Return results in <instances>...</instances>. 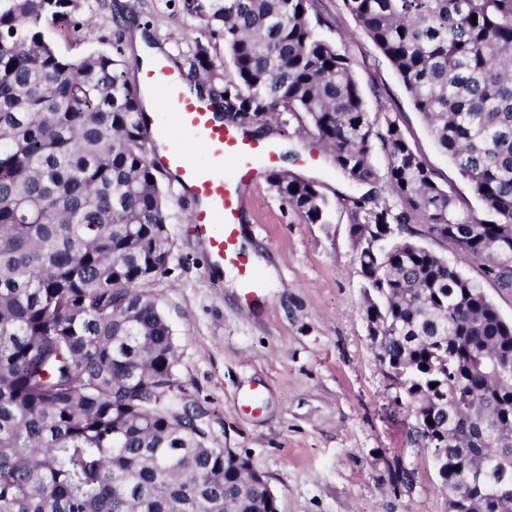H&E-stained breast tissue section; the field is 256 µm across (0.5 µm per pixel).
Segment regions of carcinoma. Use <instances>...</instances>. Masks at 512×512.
<instances>
[{"label":"carcinoma","instance_id":"cac0c4a2","mask_svg":"<svg viewBox=\"0 0 512 512\" xmlns=\"http://www.w3.org/2000/svg\"><path fill=\"white\" fill-rule=\"evenodd\" d=\"M313 0H180L200 20L194 85L245 128L283 115L330 153L365 280L376 357L430 450L448 512H512V321L482 284L418 241L483 262L512 292V0H344L484 206L439 181L388 112L370 117ZM303 14H298V9ZM78 0H0V512H277L248 458L209 446L179 393V346L151 290L172 257L166 192L120 49ZM384 165H378V160ZM308 224L336 202L293 170L268 175ZM298 187L293 192L292 186Z\"/></svg>","mask_w":512,"mask_h":512}]
</instances>
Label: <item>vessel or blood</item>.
<instances>
[{
	"mask_svg": "<svg viewBox=\"0 0 512 512\" xmlns=\"http://www.w3.org/2000/svg\"><path fill=\"white\" fill-rule=\"evenodd\" d=\"M142 88L148 93L160 88L166 94V115L144 116L151 156L192 200L193 233L206 253L209 272L219 276L224 267L234 268L243 302L255 301L264 283L242 240V192L276 168L277 145L225 124L212 98L189 91L183 72L166 60H157L143 71ZM178 134L200 144L206 151L204 159L176 144Z\"/></svg>",
	"mask_w": 512,
	"mask_h": 512,
	"instance_id": "1",
	"label": "vessel or blood"
}]
</instances>
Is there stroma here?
<instances>
[{
    "mask_svg": "<svg viewBox=\"0 0 512 512\" xmlns=\"http://www.w3.org/2000/svg\"><path fill=\"white\" fill-rule=\"evenodd\" d=\"M131 9L121 46L130 82H138L132 36L165 45L168 60L188 70L197 43L207 37L200 21L183 15L179 0H123ZM80 18L91 19L98 38H56L58 50L78 56L112 50L109 0H81ZM319 35L346 55L367 89V110H387L428 165L451 183L474 213L483 205L446 153L389 62L346 10L343 0H315ZM274 141L296 150L281 166L321 182L328 193L347 187L314 139L297 138L294 123H279ZM174 241L167 271L153 286L177 338L180 392L206 413L216 448H234L263 473L279 512H445L446 499L427 449L408 445L404 416L368 336L362 306L364 278L358 253L337 207L332 224H309L275 194L268 182L245 192V247L270 271L253 304L205 268L202 247L189 230L191 207L165 183ZM464 275L482 282L501 316L512 320V292L484 280L479 262L446 242L422 237ZM259 390L264 409L254 416L239 407Z\"/></svg>",
    "mask_w": 512,
    "mask_h": 512,
    "instance_id": "1",
    "label": "stroma"
}]
</instances>
